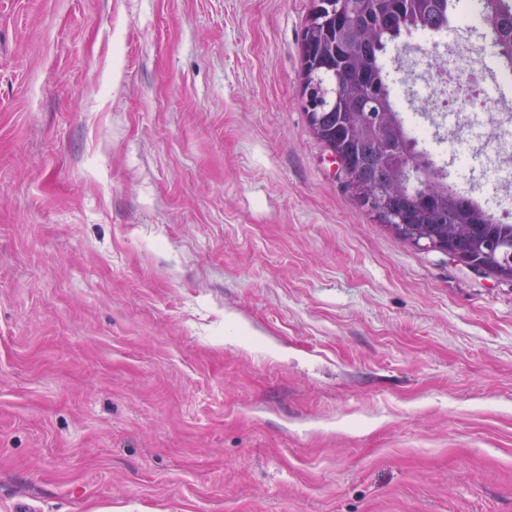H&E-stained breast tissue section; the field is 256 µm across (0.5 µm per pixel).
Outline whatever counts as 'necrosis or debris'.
<instances>
[{"label": "necrosis or debris", "instance_id": "4bbe7bcc", "mask_svg": "<svg viewBox=\"0 0 512 512\" xmlns=\"http://www.w3.org/2000/svg\"><path fill=\"white\" fill-rule=\"evenodd\" d=\"M417 53L413 74L395 90L398 100L412 97L426 107V116L412 125L416 137L424 142L443 134L453 162L468 168L481 159L501 193L512 194V163L504 159L512 151V125L497 120L500 100L475 77L476 71L492 70V61L457 49L442 52L425 37ZM476 135L482 145L473 150L469 144Z\"/></svg>", "mask_w": 512, "mask_h": 512}]
</instances>
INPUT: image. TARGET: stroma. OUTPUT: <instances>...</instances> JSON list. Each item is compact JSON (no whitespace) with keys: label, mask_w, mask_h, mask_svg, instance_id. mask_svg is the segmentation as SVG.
Returning <instances> with one entry per match:
<instances>
[{"label":"stroma","mask_w":512,"mask_h":512,"mask_svg":"<svg viewBox=\"0 0 512 512\" xmlns=\"http://www.w3.org/2000/svg\"><path fill=\"white\" fill-rule=\"evenodd\" d=\"M311 0H0V512H512V284L360 209Z\"/></svg>","instance_id":"35a3bbf8"}]
</instances>
